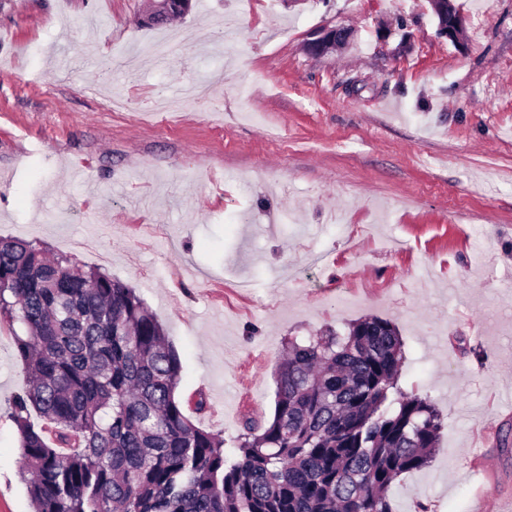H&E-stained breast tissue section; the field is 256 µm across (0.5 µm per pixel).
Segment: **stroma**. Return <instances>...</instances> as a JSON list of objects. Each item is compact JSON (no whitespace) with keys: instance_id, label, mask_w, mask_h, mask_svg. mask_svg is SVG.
Listing matches in <instances>:
<instances>
[{"instance_id":"obj_1","label":"stroma","mask_w":512,"mask_h":512,"mask_svg":"<svg viewBox=\"0 0 512 512\" xmlns=\"http://www.w3.org/2000/svg\"><path fill=\"white\" fill-rule=\"evenodd\" d=\"M0 0V237L135 288L193 423L274 414L289 338L380 317L443 415L404 512H512V0ZM326 25L348 49L303 45ZM0 322V512H32ZM211 404L196 413L198 395ZM433 14L438 20V33L453 43H461L464 36V18L452 0H429ZM353 31L345 26H327L314 32L304 44V50L312 55L324 56L347 49L353 40Z\"/></svg>"}]
</instances>
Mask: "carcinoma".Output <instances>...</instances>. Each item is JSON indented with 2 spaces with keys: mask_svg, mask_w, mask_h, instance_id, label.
Here are the masks:
<instances>
[{
  "mask_svg": "<svg viewBox=\"0 0 512 512\" xmlns=\"http://www.w3.org/2000/svg\"><path fill=\"white\" fill-rule=\"evenodd\" d=\"M2 318L26 372L10 415L34 512H400L394 480L428 465L443 428L398 386L387 319L289 339L272 420L245 417L228 447L186 416L166 329L108 274L0 239Z\"/></svg>",
  "mask_w": 512,
  "mask_h": 512,
  "instance_id": "obj_1",
  "label": "carcinoma"
}]
</instances>
